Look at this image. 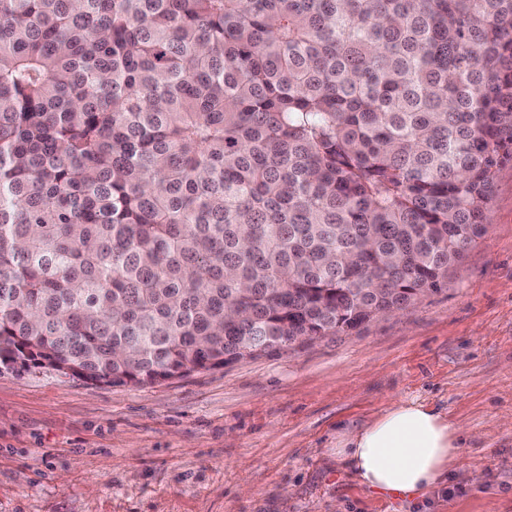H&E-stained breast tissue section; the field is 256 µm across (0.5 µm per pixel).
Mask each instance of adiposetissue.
Returning <instances> with one entry per match:
<instances>
[{
	"label": "adipose tissue",
	"mask_w": 512,
	"mask_h": 512,
	"mask_svg": "<svg viewBox=\"0 0 512 512\" xmlns=\"http://www.w3.org/2000/svg\"><path fill=\"white\" fill-rule=\"evenodd\" d=\"M465 435L426 401L401 400L366 427L345 433L336 457L365 489L412 498L443 481Z\"/></svg>",
	"instance_id": "obj_1"
}]
</instances>
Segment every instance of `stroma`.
<instances>
[{
  "label": "stroma",
  "instance_id": "1",
  "mask_svg": "<svg viewBox=\"0 0 512 512\" xmlns=\"http://www.w3.org/2000/svg\"><path fill=\"white\" fill-rule=\"evenodd\" d=\"M489 231L349 334L142 387L0 364V512H512V161ZM420 398L468 435L444 487L365 490L336 438Z\"/></svg>",
  "mask_w": 512,
  "mask_h": 512
}]
</instances>
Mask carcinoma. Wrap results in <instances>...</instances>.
Masks as SVG:
<instances>
[{
    "label": "carcinoma",
    "instance_id": "obj_1",
    "mask_svg": "<svg viewBox=\"0 0 512 512\" xmlns=\"http://www.w3.org/2000/svg\"><path fill=\"white\" fill-rule=\"evenodd\" d=\"M512 159V0H0V363L143 386L446 285Z\"/></svg>",
    "mask_w": 512,
    "mask_h": 512
}]
</instances>
